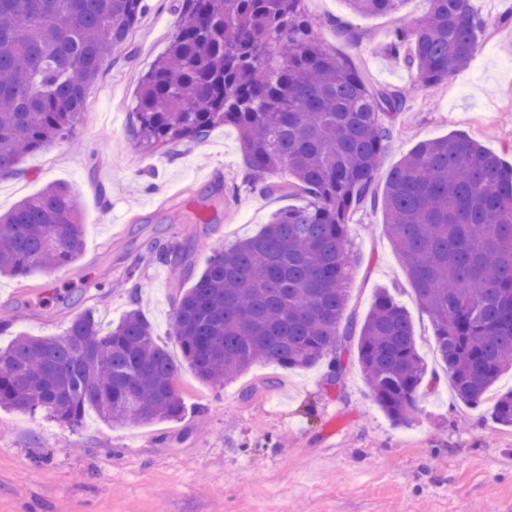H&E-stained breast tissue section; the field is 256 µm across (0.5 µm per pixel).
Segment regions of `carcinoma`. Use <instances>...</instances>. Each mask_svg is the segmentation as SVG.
Here are the masks:
<instances>
[{
    "label": "carcinoma",
    "instance_id": "cac0c4a2",
    "mask_svg": "<svg viewBox=\"0 0 512 512\" xmlns=\"http://www.w3.org/2000/svg\"><path fill=\"white\" fill-rule=\"evenodd\" d=\"M306 0H183L166 55L140 79L132 135L145 143L203 140L238 129L244 179L304 204L275 212L256 236L217 250L175 298L173 336L196 377L222 385L258 360L288 368L355 348L379 409L407 424L427 367L404 306L375 297L359 330L346 321L354 273L349 221L380 209L432 318L455 398L512 427V166L464 134L417 144L375 185L407 88L372 87L328 50ZM387 45L412 87L463 68L480 47L474 0H428ZM404 0H348L360 16L395 14ZM145 0H0V169L69 135L105 61L121 51ZM285 171L291 180L267 176ZM84 211L52 183L0 214V274L60 269L82 255ZM180 364L133 308L106 330L90 313L60 336H17L0 347V407L41 410L68 426L94 408L114 426L178 421Z\"/></svg>",
    "mask_w": 512,
    "mask_h": 512
}]
</instances>
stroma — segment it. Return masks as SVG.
I'll return each mask as SVG.
<instances>
[{
	"label": "stroma",
	"instance_id": "stroma-1",
	"mask_svg": "<svg viewBox=\"0 0 512 512\" xmlns=\"http://www.w3.org/2000/svg\"><path fill=\"white\" fill-rule=\"evenodd\" d=\"M129 44L87 94L70 137L27 154L21 175L0 177V213L62 182L80 198L85 247L70 267L0 276V334L57 336L89 311L108 326L141 296L157 341L173 357V298L191 287L212 250L256 235L297 196L265 195L242 183L237 130L221 125L199 143L145 150L129 133L141 77L168 47L181 0H147ZM486 51L447 80L422 88L398 117L383 165L389 170L425 139L466 133L512 163V0H477ZM320 39L373 86L412 78L385 47L428 0L363 17L346 0H306ZM363 32L349 44L333 22ZM379 210L352 215L356 254L347 315L361 325L389 290L409 311L427 365L412 421L393 425L373 401L356 354H343L339 383L328 365L284 369L258 361L224 386L189 368L176 380L179 421L114 427L94 409L68 428L43 412L0 408V512H512V427L457 402L438 359L431 317L413 301L411 279ZM158 244L176 259L151 258Z\"/></svg>",
	"mask_w": 512,
	"mask_h": 512
}]
</instances>
